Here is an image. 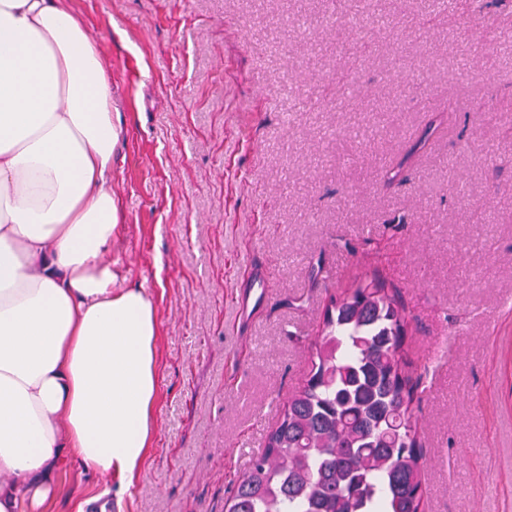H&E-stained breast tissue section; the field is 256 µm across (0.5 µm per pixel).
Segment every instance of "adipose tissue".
Segmentation results:
<instances>
[{
  "instance_id": "ef3b65f1",
  "label": "adipose tissue",
  "mask_w": 512,
  "mask_h": 512,
  "mask_svg": "<svg viewBox=\"0 0 512 512\" xmlns=\"http://www.w3.org/2000/svg\"><path fill=\"white\" fill-rule=\"evenodd\" d=\"M120 133L71 0H0V512H46L71 456L126 491L153 445L160 322L109 257Z\"/></svg>"
}]
</instances>
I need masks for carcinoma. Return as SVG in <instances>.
Masks as SVG:
<instances>
[{
	"instance_id": "carcinoma-1",
	"label": "carcinoma",
	"mask_w": 512,
	"mask_h": 512,
	"mask_svg": "<svg viewBox=\"0 0 512 512\" xmlns=\"http://www.w3.org/2000/svg\"><path fill=\"white\" fill-rule=\"evenodd\" d=\"M446 121L441 111L427 115L385 167V186L406 177ZM407 331L397 291L376 278L331 299L307 379L235 480L224 512H423L419 380L403 361Z\"/></svg>"
}]
</instances>
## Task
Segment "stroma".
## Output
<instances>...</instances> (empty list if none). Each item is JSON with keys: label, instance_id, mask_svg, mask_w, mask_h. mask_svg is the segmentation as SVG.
Returning <instances> with one entry per match:
<instances>
[{"label": "stroma", "instance_id": "stroma-1", "mask_svg": "<svg viewBox=\"0 0 512 512\" xmlns=\"http://www.w3.org/2000/svg\"><path fill=\"white\" fill-rule=\"evenodd\" d=\"M427 4L73 0L123 125L112 262L161 326L156 436L123 512H224L330 297L365 274L407 311L425 512H512V0H448L438 25ZM430 110L448 129L379 190ZM59 483L48 512L112 488L75 458Z\"/></svg>", "mask_w": 512, "mask_h": 512}]
</instances>
